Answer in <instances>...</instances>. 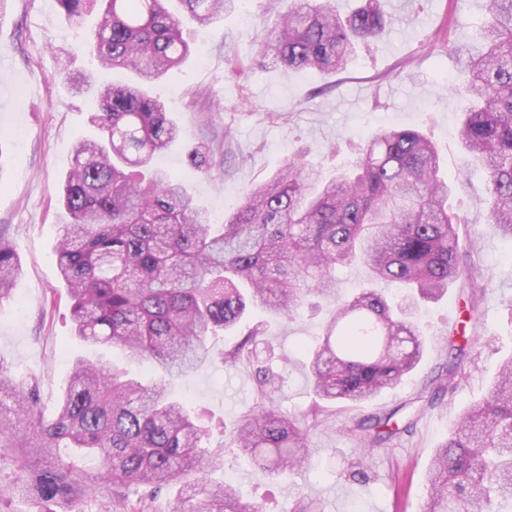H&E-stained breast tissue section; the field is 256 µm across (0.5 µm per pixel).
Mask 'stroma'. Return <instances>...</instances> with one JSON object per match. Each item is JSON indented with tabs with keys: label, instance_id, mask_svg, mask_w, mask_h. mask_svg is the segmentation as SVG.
Here are the masks:
<instances>
[{
	"label": "stroma",
	"instance_id": "stroma-1",
	"mask_svg": "<svg viewBox=\"0 0 512 512\" xmlns=\"http://www.w3.org/2000/svg\"><path fill=\"white\" fill-rule=\"evenodd\" d=\"M489 0H413L408 11L378 42L360 48L341 73L323 77L272 61L251 62L243 76L231 74L235 57L262 40L288 0H239L208 27L184 22L199 53L170 70L152 87L189 140L175 142L155 165L183 183L195 205L222 223L240 204L244 188L271 176L305 151L335 172L348 157L349 139L382 128L428 132L437 145L441 171L454 186L452 203L466 221L463 246L482 280L467 294L482 314L466 324L461 288L436 302L420 303L418 318L426 344L418 367L396 388L310 428L307 463L288 474L264 476L229 445L242 415L257 394L250 367L218 361L175 378L176 391L223 421L211 444L225 443L217 483L233 486L262 512H292L299 498L320 512H422L426 479L435 449L456 426L463 410L483 399L502 359L512 355V244L489 221L490 200L483 173L460 175V101L452 86L460 66L438 35L475 51ZM90 71L94 65L57 0H7L0 11V231L13 244L22 271L12 296L0 302V360L17 378L35 376L46 413H53L76 357L88 350L75 336L71 304L59 278L55 243L69 216L59 195L75 142L91 135L96 101L61 82V67ZM231 126L233 139L216 145L224 167L196 169L186 161L192 142ZM266 321L265 344L274 351L272 400L282 412L300 416L313 394L305 347L326 323L324 306L309 305L298 316L265 318L253 310L238 325L245 332ZM454 344L465 347L458 385L424 413L412 433L388 447L360 455L349 429L355 420L413 401L429 390Z\"/></svg>",
	"mask_w": 512,
	"mask_h": 512
}]
</instances>
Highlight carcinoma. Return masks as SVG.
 Here are the masks:
<instances>
[{"mask_svg":"<svg viewBox=\"0 0 512 512\" xmlns=\"http://www.w3.org/2000/svg\"><path fill=\"white\" fill-rule=\"evenodd\" d=\"M80 27L98 11L87 47L98 69L131 71L134 84L92 82L64 69L61 79L91 93L94 134L78 141L63 185L70 221L58 231L56 261L71 302L76 336L116 351L127 363L150 360L159 378L145 384L112 362L78 360L55 416L44 417L36 379L16 380L0 364V449L16 448L10 489L44 506L75 512L90 493L119 512H160L176 489L173 512H261L230 485L213 486L208 470L224 465L211 428L175 398L169 380L217 357L252 364L261 399L269 370L259 365L257 324L228 343L252 309L292 317L310 294L333 298L309 370L320 401L303 414L318 426L396 387L417 366L425 338L413 319L421 301L448 288L476 287L479 275L460 244L439 152L420 130L383 129L358 140L350 168L328 178L312 159L288 161L271 179L245 189L222 224L198 209L182 184L151 167L187 130L151 84L195 51L181 15L206 27L237 0H57ZM389 21L377 0L343 18L331 0H288L252 52L290 70L332 75L359 47L376 43ZM484 48L466 58L453 85L462 102L459 129L468 156L484 169L492 223L512 240V0H490ZM230 128L196 143L188 162L213 164L210 146ZM363 265L373 282L405 291L393 303L376 288L336 295L335 271ZM12 243L0 234V301L19 272ZM399 409L354 426L362 455L401 433ZM308 430L260 403L244 413L230 446L276 475L302 463ZM59 448L71 453L61 457ZM94 455L98 471L79 465ZM512 503V358L489 396L470 406L436 449L423 512H499Z\"/></svg>","mask_w":512,"mask_h":512,"instance_id":"carcinoma-1","label":"carcinoma"}]
</instances>
